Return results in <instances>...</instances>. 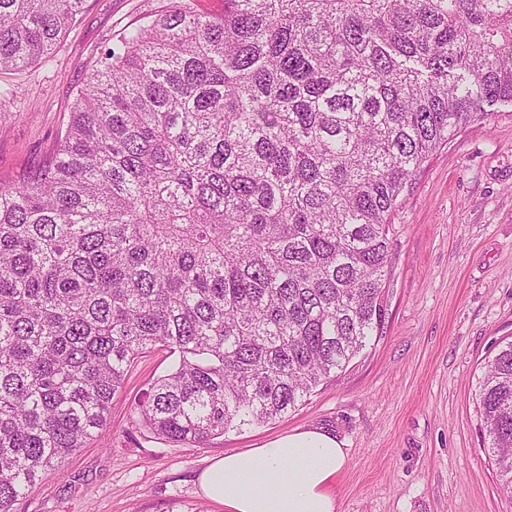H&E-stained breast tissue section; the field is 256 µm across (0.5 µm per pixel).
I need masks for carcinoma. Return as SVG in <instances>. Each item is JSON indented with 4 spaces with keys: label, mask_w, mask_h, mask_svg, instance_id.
Here are the masks:
<instances>
[{
    "label": "carcinoma",
    "mask_w": 512,
    "mask_h": 512,
    "mask_svg": "<svg viewBox=\"0 0 512 512\" xmlns=\"http://www.w3.org/2000/svg\"><path fill=\"white\" fill-rule=\"evenodd\" d=\"M85 0H0V69ZM512 101V0H166L77 91L42 166L0 183V512L137 407L175 443L298 409L384 334L393 213L429 157ZM512 493V340L478 382Z\"/></svg>",
    "instance_id": "1"
}]
</instances>
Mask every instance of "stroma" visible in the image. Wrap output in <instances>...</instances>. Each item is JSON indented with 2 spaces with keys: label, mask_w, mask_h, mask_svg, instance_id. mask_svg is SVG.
Segmentation results:
<instances>
[{
  "label": "stroma",
  "mask_w": 512,
  "mask_h": 512,
  "mask_svg": "<svg viewBox=\"0 0 512 512\" xmlns=\"http://www.w3.org/2000/svg\"><path fill=\"white\" fill-rule=\"evenodd\" d=\"M162 0H86L50 59L0 71V182L39 166L89 70ZM435 152L392 221L383 336L285 418L230 429L197 447L135 423V407L173 366L139 358L107 424L13 512H226L198 477L225 453L322 429L347 460L331 486L339 512H512L483 450L476 390L512 336V103Z\"/></svg>",
  "instance_id": "obj_1"
}]
</instances>
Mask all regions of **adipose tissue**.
<instances>
[{
  "label": "adipose tissue",
  "instance_id": "adipose-tissue-1",
  "mask_svg": "<svg viewBox=\"0 0 512 512\" xmlns=\"http://www.w3.org/2000/svg\"><path fill=\"white\" fill-rule=\"evenodd\" d=\"M346 459L336 437L308 429L224 454L202 472L199 485L227 512H337L326 487Z\"/></svg>",
  "mask_w": 512,
  "mask_h": 512
}]
</instances>
